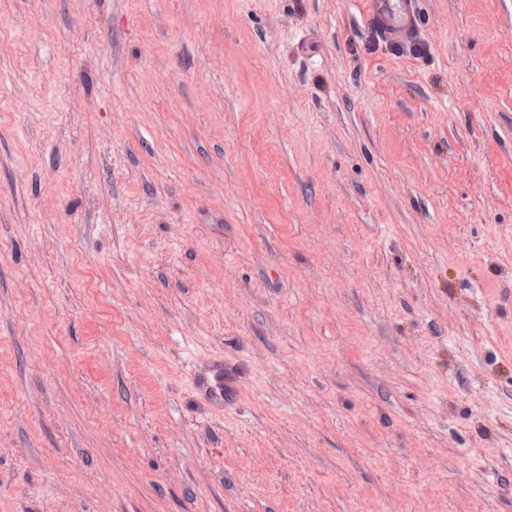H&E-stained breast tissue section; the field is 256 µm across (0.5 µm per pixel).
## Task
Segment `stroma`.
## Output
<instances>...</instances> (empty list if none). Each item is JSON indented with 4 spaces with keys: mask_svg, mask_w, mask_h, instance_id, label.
<instances>
[{
    "mask_svg": "<svg viewBox=\"0 0 512 512\" xmlns=\"http://www.w3.org/2000/svg\"><path fill=\"white\" fill-rule=\"evenodd\" d=\"M414 2L0 0V512H512V0ZM359 13L367 24H373L387 37H398L416 25V14L410 1L360 0ZM188 365L194 372L195 388L200 396L212 408L224 410L228 383H233L236 391V376L231 369L224 366V359L214 358L202 361L193 356L188 360Z\"/></svg>",
    "mask_w": 512,
    "mask_h": 512,
    "instance_id": "obj_1",
    "label": "stroma"
}]
</instances>
